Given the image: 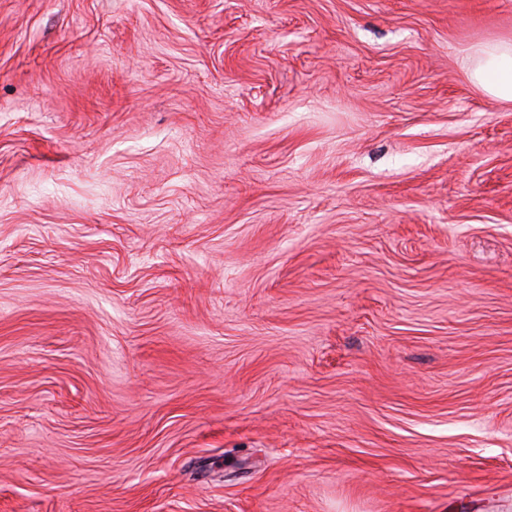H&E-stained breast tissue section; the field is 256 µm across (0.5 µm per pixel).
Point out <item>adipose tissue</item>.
I'll return each instance as SVG.
<instances>
[{
    "label": "adipose tissue",
    "mask_w": 512,
    "mask_h": 512,
    "mask_svg": "<svg viewBox=\"0 0 512 512\" xmlns=\"http://www.w3.org/2000/svg\"><path fill=\"white\" fill-rule=\"evenodd\" d=\"M469 76L485 94L512 103V40L485 42L473 48Z\"/></svg>",
    "instance_id": "1"
}]
</instances>
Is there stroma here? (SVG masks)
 <instances>
[{
  "label": "stroma",
  "instance_id": "1",
  "mask_svg": "<svg viewBox=\"0 0 512 512\" xmlns=\"http://www.w3.org/2000/svg\"><path fill=\"white\" fill-rule=\"evenodd\" d=\"M512 0H0V512H512ZM469 76L485 94L512 103V40L485 42L473 48Z\"/></svg>",
  "mask_w": 512,
  "mask_h": 512
}]
</instances>
